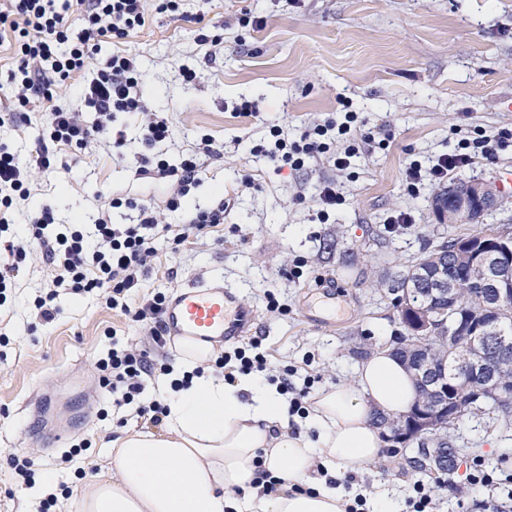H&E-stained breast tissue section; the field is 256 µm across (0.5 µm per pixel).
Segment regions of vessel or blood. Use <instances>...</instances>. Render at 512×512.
Instances as JSON below:
<instances>
[{
	"label": "vessel or blood",
	"mask_w": 512,
	"mask_h": 512,
	"mask_svg": "<svg viewBox=\"0 0 512 512\" xmlns=\"http://www.w3.org/2000/svg\"><path fill=\"white\" fill-rule=\"evenodd\" d=\"M162 325L172 352L186 344L233 342L258 327L257 312L222 279L192 283L167 298Z\"/></svg>",
	"instance_id": "1"
}]
</instances>
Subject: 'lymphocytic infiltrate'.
<instances>
[{"mask_svg":"<svg viewBox=\"0 0 512 512\" xmlns=\"http://www.w3.org/2000/svg\"><path fill=\"white\" fill-rule=\"evenodd\" d=\"M186 19L183 0H0V38L8 37L15 58L5 89L0 90V124L16 122L31 111L39 100H50L57 87L77 75L85 81L77 87L79 107L54 106L44 119L39 141L44 148L28 160H20L12 148L0 144V239L5 240L7 260L0 262V303L15 286V277L27 258L31 245L44 249L51 271L48 290L34 301L35 316L49 323L59 309L55 301L60 292L83 296L96 294L106 307L131 316L147 325L155 349H165L166 338L161 317L166 302L158 292L142 306L131 308L129 300L158 253V241L167 238L172 250H179L188 237L206 236L222 224L229 204L218 200L212 205L194 206L179 232L161 223L157 208L146 201L115 197L108 210L94 222L92 234H84L73 224L61 223L52 206H41L27 216L24 232L14 230L17 204L28 199L33 173L51 166L48 145L63 146L77 154L92 144L104 141L113 155H120L123 134L112 131L116 113L140 117L143 141L154 147L170 137L167 118L148 111L144 102L145 74L136 58L115 53L100 58L102 44L127 38L145 26L150 14ZM512 141V130L503 128L489 135L475 131L460 140L455 152L432 158L429 164L409 162L406 185L416 191L422 181L440 184L448 174L472 166L476 159L494 160L499 149ZM372 138L363 132L355 112L347 111L341 120H328L307 126L298 137H289L279 126L253 146L251 153L264 158L275 169H302L308 160L321 161L334 171L347 170L358 155L370 153ZM223 149L209 137H201L194 150L180 163L170 164L161 155L142 157L140 174L170 186L166 202L169 211L182 207L192 187L199 185L208 159L221 157ZM133 211L131 223L116 224L112 210ZM260 340L222 352L216 365L224 369L225 381L236 374L262 373L267 358ZM99 381L112 397L113 407L135 406L137 413L153 424H160L166 411L158 400L141 401L147 381L171 375L169 358L156 359L146 350L113 342L97 360ZM288 400L289 415H308L307 398L319 377L283 366L270 377ZM470 488L482 489V496L471 499L473 512H512V457L500 456L495 466L474 461L466 477Z\"/></svg>","mask_w":512,"mask_h":512,"instance_id":"lymphocytic-infiltrate-1","label":"lymphocytic infiltrate"}]
</instances>
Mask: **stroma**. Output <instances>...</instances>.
Masks as SVG:
<instances>
[{"instance_id":"35a3bbf8","label":"stroma","mask_w":512,"mask_h":512,"mask_svg":"<svg viewBox=\"0 0 512 512\" xmlns=\"http://www.w3.org/2000/svg\"><path fill=\"white\" fill-rule=\"evenodd\" d=\"M183 8L188 19L156 16L126 40L103 44L100 54L138 57L148 79L146 105L169 121L171 139L163 146L169 163H179L203 134L223 146V157L209 160L185 206L221 197L231 205L223 224L204 238H188L176 252L160 242L152 272L130 305L218 275L257 310L270 366H299L310 356L322 386L352 378L355 366L390 346L400 330L387 286L425 239L450 231L474 234L484 224L512 225V195H501L480 224L450 229L431 206L436 187L423 185L413 195L405 184L410 161L453 152L477 128H512V0H185ZM248 10L265 16L264 29L239 26ZM196 14L224 27V53L216 60H207L195 42L191 18ZM184 65L197 71L195 83L182 82ZM244 100L254 104V114L236 112ZM345 103L359 113L366 131L388 146L357 159L353 179L344 183L345 203L321 224L314 218L315 194L330 170L312 161L297 173L276 172L249 149L269 126L294 136L311 123L337 117ZM50 105L38 104L27 122L0 125V142L12 144L23 159L34 153ZM113 125L126 134L122 158L104 144L77 162L68 149L57 148L55 165L35 175L20 210L49 202L62 221L87 228L111 195L163 203L165 185L138 173L147 148L137 122L120 113ZM68 162L74 165L69 172ZM248 176L255 186H245ZM396 210L413 215L411 229L386 230L384 220ZM298 261L303 274L296 279L291 271ZM48 277L42 248L32 247L0 306V334L8 339L0 344V512L40 509L39 502H26L28 488L5 455L34 457L40 474H54L74 500L87 482L61 464L62 450L89 439L82 458L95 477L106 464V441L144 423L127 406L109 409L104 418L74 416V395L94 403L102 398L95 357L116 339L142 344L145 329L107 309L98 297L65 293L56 300L58 318L36 325L33 301ZM322 279L335 283L336 298L345 307L341 323L333 327L315 325L306 316ZM270 292L287 304V314L268 312ZM39 385L58 393L64 437L55 448L30 439L32 417L23 405ZM451 435L458 464L438 490L439 512H468V500L458 492L466 469L476 459L492 465L498 456L512 455V421L488 426L467 417ZM408 481L385 448L354 482L339 483L338 489L349 499L384 494L401 502Z\"/></svg>"}]
</instances>
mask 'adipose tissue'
Instances as JSON below:
<instances>
[{"instance_id": "adipose-tissue-1", "label": "adipose tissue", "mask_w": 512, "mask_h": 512, "mask_svg": "<svg viewBox=\"0 0 512 512\" xmlns=\"http://www.w3.org/2000/svg\"><path fill=\"white\" fill-rule=\"evenodd\" d=\"M214 346L187 347L175 378L164 386L161 430L130 429L109 445L107 466L75 512H345V497L326 488L328 476L365 471L380 454L373 413L409 411L413 376L391 349L373 352L350 383L323 388L313 398L305 428L292 432L288 405L259 375L229 385L211 368ZM281 478L261 493L257 461ZM325 477L315 476V468Z\"/></svg>"}]
</instances>
